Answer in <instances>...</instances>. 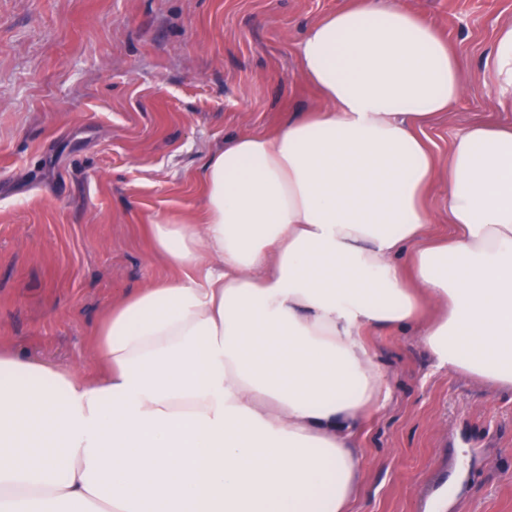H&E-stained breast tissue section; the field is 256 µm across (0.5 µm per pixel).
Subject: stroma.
Instances as JSON below:
<instances>
[{
  "label": "stroma",
  "mask_w": 512,
  "mask_h": 512,
  "mask_svg": "<svg viewBox=\"0 0 512 512\" xmlns=\"http://www.w3.org/2000/svg\"><path fill=\"white\" fill-rule=\"evenodd\" d=\"M350 0H0V346L92 371L94 330L170 275L152 219L197 217L204 166L244 133L318 107L294 46ZM460 64L424 128L438 160L476 123L512 124L485 60L512 0H399ZM365 339L389 392L365 422L350 512H512V392L438 368L411 329Z\"/></svg>",
  "instance_id": "obj_1"
}]
</instances>
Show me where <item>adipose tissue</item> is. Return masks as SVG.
Wrapping results in <instances>:
<instances>
[{
	"instance_id": "1",
	"label": "adipose tissue",
	"mask_w": 512,
	"mask_h": 512,
	"mask_svg": "<svg viewBox=\"0 0 512 512\" xmlns=\"http://www.w3.org/2000/svg\"><path fill=\"white\" fill-rule=\"evenodd\" d=\"M296 54L322 108L216 150L200 222L155 218L178 274L112 306L102 376L0 351V512H349L387 389L370 327L512 391V125L437 165L422 125L458 61L397 0H352ZM437 182L450 232L422 247Z\"/></svg>"
}]
</instances>
